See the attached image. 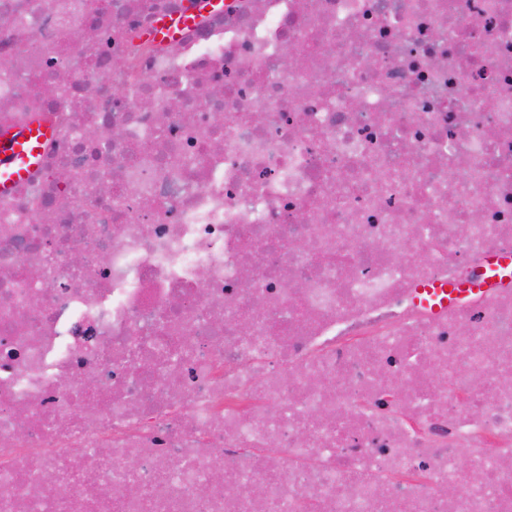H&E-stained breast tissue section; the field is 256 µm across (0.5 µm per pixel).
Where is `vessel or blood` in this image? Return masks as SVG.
Wrapping results in <instances>:
<instances>
[{
    "label": "vessel or blood",
    "mask_w": 512,
    "mask_h": 512,
    "mask_svg": "<svg viewBox=\"0 0 512 512\" xmlns=\"http://www.w3.org/2000/svg\"><path fill=\"white\" fill-rule=\"evenodd\" d=\"M51 134L48 123L41 119L23 128H0V193L13 189L36 169L42 147ZM478 291V286L472 284L438 283L419 289L417 300L423 304L436 301L444 305Z\"/></svg>",
    "instance_id": "obj_1"
}]
</instances>
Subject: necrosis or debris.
<instances>
[{
	"label": "necrosis or debris",
	"mask_w": 512,
	"mask_h": 512,
	"mask_svg": "<svg viewBox=\"0 0 512 512\" xmlns=\"http://www.w3.org/2000/svg\"><path fill=\"white\" fill-rule=\"evenodd\" d=\"M188 5L0 0V512H512V0ZM52 130L42 119L23 128H0V193L13 189L36 169V159ZM479 291L480 288L472 284L436 283L433 286L420 288L417 292V301L423 305H428L430 300L445 305Z\"/></svg>",
	"instance_id": "4bbe7bcc"
}]
</instances>
